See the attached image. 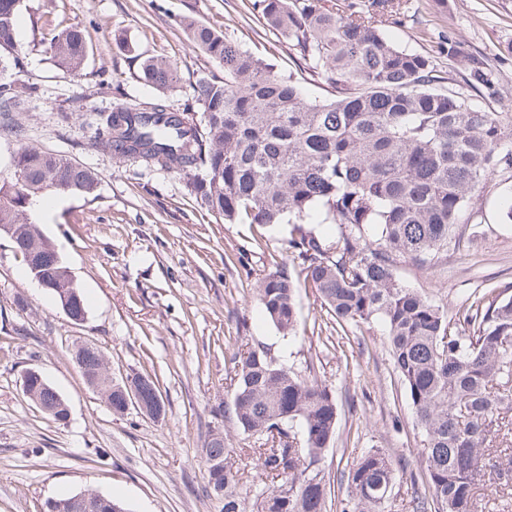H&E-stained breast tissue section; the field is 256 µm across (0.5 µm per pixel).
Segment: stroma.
<instances>
[{
	"label": "stroma",
	"mask_w": 512,
	"mask_h": 512,
	"mask_svg": "<svg viewBox=\"0 0 512 512\" xmlns=\"http://www.w3.org/2000/svg\"><path fill=\"white\" fill-rule=\"evenodd\" d=\"M249 0H22L14 77L26 92L15 114L29 144L66 154L95 172L96 197L54 193L32 214L54 242L86 300L74 322L0 237V512H44L47 500L80 491L120 499L132 512H220L206 494L202 463L209 432L221 428L243 488L272 479L244 448L262 439L240 432L215 411L230 393L243 346L263 347L302 377H317L338 401L336 438L320 462L327 476L352 466L370 448L404 455L391 494L393 512H408L421 469V437L412 405L393 372L381 322L337 337L314 290H297L300 323L285 337L265 315L258 282L279 268L299 278L288 251V224H228L209 211L176 173L118 158L98 143L100 118L113 104L164 102L183 111L202 78L224 69L188 39L183 16L232 36L279 69L288 47L251 14ZM89 45L82 77L52 58L53 38L70 27ZM399 48L426 54L447 84L472 104L512 113V0H404L387 29ZM456 45V57L447 48ZM163 56L180 71L175 89L139 78L140 54ZM482 59L492 89L473 87L470 61ZM512 172L496 173L472 207L477 235L435 268L403 263L401 282L455 306L474 289L512 280ZM84 343L99 347L113 378L157 381L166 412L158 419L132 408L112 414L74 360ZM38 368L63 396L58 422L27 398L21 375Z\"/></svg>",
	"instance_id": "35a3bbf8"
}]
</instances>
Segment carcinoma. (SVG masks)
<instances>
[{"label": "carcinoma", "mask_w": 512, "mask_h": 512, "mask_svg": "<svg viewBox=\"0 0 512 512\" xmlns=\"http://www.w3.org/2000/svg\"><path fill=\"white\" fill-rule=\"evenodd\" d=\"M20 0H0V135L17 143L13 177L0 182V225L37 247V273L54 286L60 307L85 315L78 287L56 246L27 214L28 198L47 190L91 196L94 172L72 158L27 144L13 112L19 97L5 78L18 55L15 17ZM399 0H376L364 12L336 0H252L264 25L288 44L292 67L277 69L241 49L227 35L184 16L188 37L224 68V79H201L192 97L196 122L159 101L125 106L103 118L100 146L187 180L224 223L292 224L288 249L327 313L342 329L375 320L386 328L394 373L408 392L422 440L423 490L410 512H477L480 487L512 471V455L498 448L512 412V281L473 294L453 309L403 286L397 267H431L471 240L462 220L491 177L512 169V113L469 103L443 88L445 77L429 57L390 42L384 27ZM58 66L82 75L88 51L84 30L61 31L51 45ZM140 79L165 90L177 86L176 64L144 55ZM319 81L329 96L309 101L302 84ZM24 184L17 186V176ZM311 224H333L324 237ZM263 309L285 336L296 334V283L285 269L258 284ZM75 361L87 384L108 390L107 406L126 412L127 385L150 414L165 411L158 384L134 376L121 382L103 373L101 351L85 344ZM47 416L61 406L51 385L37 387ZM233 415L245 434L270 438L269 448L248 457L280 484L254 495L257 512H391L393 482L406 460L386 448L365 452L336 481L346 486L334 500L319 469L336 436L338 403L324 382L277 364L249 349L238 365L231 399L216 413ZM226 436L213 429L205 444L208 492L222 512H246L239 470ZM88 512L126 507L90 493Z\"/></svg>", "instance_id": "obj_1"}]
</instances>
